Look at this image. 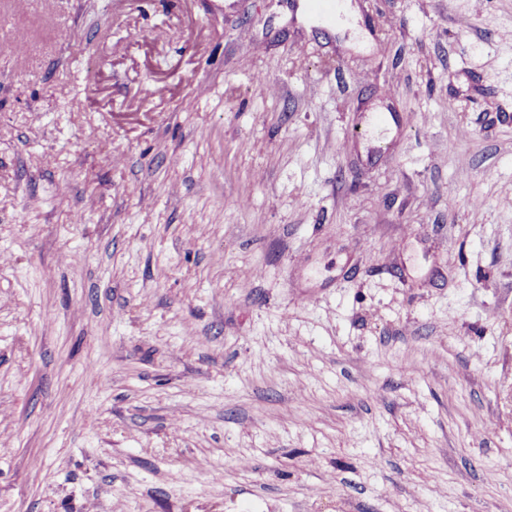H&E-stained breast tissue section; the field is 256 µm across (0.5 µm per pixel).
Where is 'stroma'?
<instances>
[{
  "mask_svg": "<svg viewBox=\"0 0 512 512\" xmlns=\"http://www.w3.org/2000/svg\"><path fill=\"white\" fill-rule=\"evenodd\" d=\"M302 2L0 0V512H512V0Z\"/></svg>",
  "mask_w": 512,
  "mask_h": 512,
  "instance_id": "35a3bbf8",
  "label": "stroma"
}]
</instances>
